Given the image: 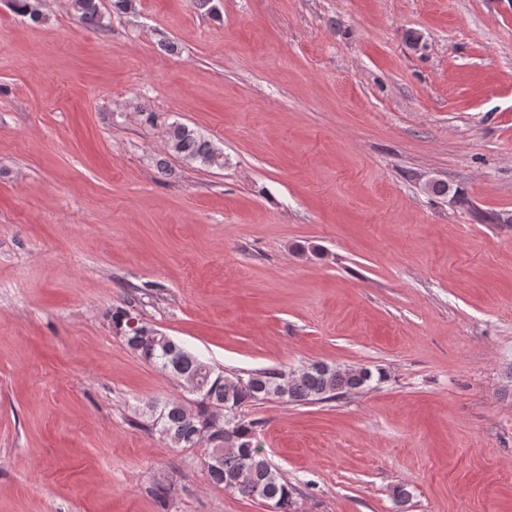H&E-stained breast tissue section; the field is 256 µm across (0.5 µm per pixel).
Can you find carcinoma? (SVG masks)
I'll list each match as a JSON object with an SVG mask.
<instances>
[{
    "mask_svg": "<svg viewBox=\"0 0 512 512\" xmlns=\"http://www.w3.org/2000/svg\"><path fill=\"white\" fill-rule=\"evenodd\" d=\"M76 23L105 27L98 0H71ZM16 14L34 23L43 19V0H10ZM168 149L190 164L224 166V152L195 129L178 122L167 127ZM132 314L112 311V325L126 345L141 358L186 385L191 404L148 400L141 413L143 426L162 436L173 448L204 447L207 479L260 504L273 500L280 512H295V488L281 476L256 441V425L241 416L242 407L262 400L313 403L336 399L369 385L370 369H342L317 362L297 371L263 368L245 376L226 375L170 337L161 339L152 326Z\"/></svg>",
    "mask_w": 512,
    "mask_h": 512,
    "instance_id": "1",
    "label": "carcinoma"
}]
</instances>
